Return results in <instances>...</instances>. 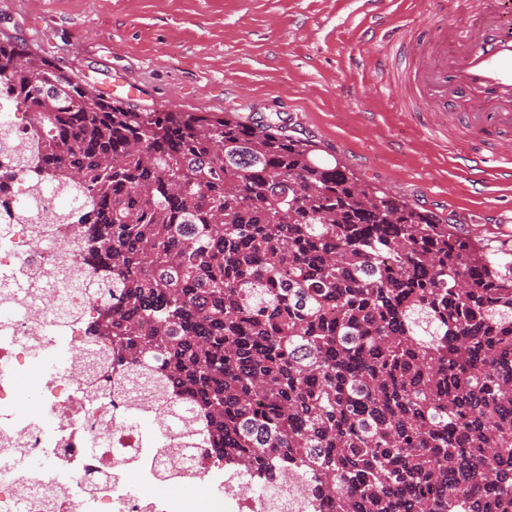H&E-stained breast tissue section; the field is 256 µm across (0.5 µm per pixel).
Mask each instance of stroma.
I'll use <instances>...</instances> for the list:
<instances>
[{
  "label": "stroma",
  "mask_w": 512,
  "mask_h": 512,
  "mask_svg": "<svg viewBox=\"0 0 512 512\" xmlns=\"http://www.w3.org/2000/svg\"><path fill=\"white\" fill-rule=\"evenodd\" d=\"M480 0H419L414 21L385 0L402 42H363L358 0H0V32L80 73L142 88L138 109L227 112L274 123L319 157L436 223L512 248V190H472L449 164L477 147L432 128L406 96V67L437 31L463 27Z\"/></svg>",
  "instance_id": "1"
}]
</instances>
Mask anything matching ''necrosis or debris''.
Listing matches in <instances>:
<instances>
[{
	"label": "necrosis or debris",
	"mask_w": 512,
	"mask_h": 512,
	"mask_svg": "<svg viewBox=\"0 0 512 512\" xmlns=\"http://www.w3.org/2000/svg\"><path fill=\"white\" fill-rule=\"evenodd\" d=\"M8 110L10 144L0 147V303L38 286L20 310L0 316V512H305L289 474L274 477L296 504L242 496L235 478L213 484L204 451H178L182 430L167 416L150 431L129 429L126 415L151 410L145 386L110 402L87 346L83 320L93 300L85 289L50 284L51 267L89 273L93 261L61 250L71 227L38 243L32 220L17 206L36 191V176L18 166L28 146V114Z\"/></svg>",
	"instance_id": "4bbe7bcc"
}]
</instances>
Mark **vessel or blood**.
<instances>
[{
    "label": "vessel or blood",
    "instance_id": "vessel-or-blood-1",
    "mask_svg": "<svg viewBox=\"0 0 512 512\" xmlns=\"http://www.w3.org/2000/svg\"><path fill=\"white\" fill-rule=\"evenodd\" d=\"M410 81L421 111L437 113L440 126L493 137L469 160L472 184H511L512 139L504 132L512 128V0H488L481 16L422 50Z\"/></svg>",
    "mask_w": 512,
    "mask_h": 512
}]
</instances>
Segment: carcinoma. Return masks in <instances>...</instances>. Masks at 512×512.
<instances>
[{
	"label": "carcinoma",
	"mask_w": 512,
	"mask_h": 512,
	"mask_svg": "<svg viewBox=\"0 0 512 512\" xmlns=\"http://www.w3.org/2000/svg\"><path fill=\"white\" fill-rule=\"evenodd\" d=\"M20 162L79 200L110 392L154 387L184 448L329 512H512V251L366 191L268 123L136 110L0 37Z\"/></svg>",
	"instance_id": "cac0c4a2"
}]
</instances>
